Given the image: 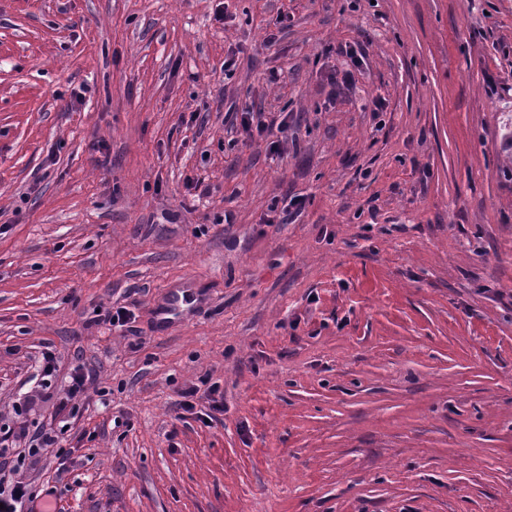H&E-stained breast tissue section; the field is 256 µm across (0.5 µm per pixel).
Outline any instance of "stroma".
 Wrapping results in <instances>:
<instances>
[{"instance_id":"1","label":"stroma","mask_w":512,"mask_h":512,"mask_svg":"<svg viewBox=\"0 0 512 512\" xmlns=\"http://www.w3.org/2000/svg\"><path fill=\"white\" fill-rule=\"evenodd\" d=\"M510 119L512 0H0V425L58 429L35 485L512 512ZM48 351L95 377L63 425L19 411ZM203 382L220 421L180 406Z\"/></svg>"}]
</instances>
